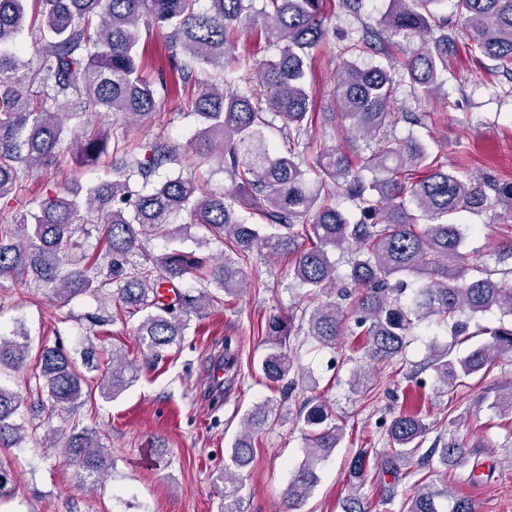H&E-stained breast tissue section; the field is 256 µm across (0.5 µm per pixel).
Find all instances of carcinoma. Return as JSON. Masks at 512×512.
<instances>
[{"label": "carcinoma", "instance_id": "carcinoma-1", "mask_svg": "<svg viewBox=\"0 0 512 512\" xmlns=\"http://www.w3.org/2000/svg\"><path fill=\"white\" fill-rule=\"evenodd\" d=\"M0 0V200L27 189L36 168L54 167L73 116L109 113L111 123L71 141L75 168L112 157V176L86 186L74 178L60 192L34 202L0 224V277L32 272L37 286L59 302L91 294H114L143 314L136 336L156 363L185 340L191 315L201 317L220 302L212 290L237 296L245 289L239 260L257 252L292 260L295 285L305 289L300 314L274 317L267 326L269 348L260 363L263 378L279 397L256 404L241 420L218 481L224 483L220 512H244L239 470L253 457L256 433L269 420L284 422L279 411L308 376L295 368L287 337L301 333L322 349H334L353 318L352 335L371 362L404 355L409 336L422 322L446 326L467 341H486L457 354L435 350L417 373L432 371L439 389L450 392L504 354L512 355V325L483 326L475 318L493 309L512 318V240L500 247L496 267L474 265L463 252L470 227L462 212H494L512 218V182L472 179L448 168L442 156L408 131L391 135L395 90L405 84L417 99L431 100L448 72V56L463 33L499 67L512 69V0H455V24L439 13L446 0H388L377 23L363 27L347 49L362 54L387 51L391 38L418 39L416 48L394 66L362 67L344 60L336 74L332 111L363 145L352 159L326 149L308 162L297 150L313 123L314 99L304 78L311 51L328 34L324 0H266L264 30L277 56L258 62L235 53L230 33L255 22L252 0ZM28 29L36 61L10 48ZM168 30L171 77L184 92L194 91L193 114L202 128L192 143L198 165L217 162L235 183L232 192L202 191L183 174L160 177L177 151L160 137L130 138L128 127L151 120L158 88L145 74L142 31ZM234 66L253 76L260 94L226 91L223 84L199 80L205 70ZM288 129L287 149L277 151L266 129L272 117ZM350 200L353 218L336 204ZM226 247L224 254L200 257L172 246L183 227L181 213ZM157 237L170 247L149 249ZM96 239L88 250L90 239ZM350 254L349 271L338 273L336 251ZM427 279L402 302L406 276ZM198 288H179L187 277ZM31 350L19 327L0 334V371H20ZM82 364L59 344L42 345L30 379L46 400L24 405V398L0 384V449L17 448L28 438L42 448H62L81 481L95 487L113 469L112 454L92 430L64 431L72 415L98 396L117 399L139 379L140 368L122 349L99 350L88 342ZM106 364L98 379L91 372ZM371 371L355 369L348 381L356 393L369 389ZM512 417V388L491 404ZM305 431L304 459L288 484L290 508H300L318 482L317 467L344 438L327 401L311 396L296 413ZM59 426H53V422ZM385 456L373 460L367 448L348 462L355 492L342 512H368L359 490L371 468L393 475L386 503L400 499L398 512H477L475 504L453 496L436 478L448 468L471 467L475 458L456 431L438 436L421 450L430 425L417 413L401 412L383 424ZM431 470L409 488H398L395 464L415 455ZM14 473L0 459V498L13 490Z\"/></svg>", "mask_w": 512, "mask_h": 512}]
</instances>
